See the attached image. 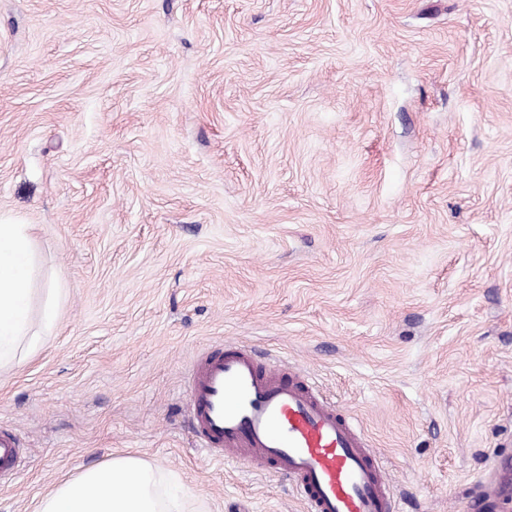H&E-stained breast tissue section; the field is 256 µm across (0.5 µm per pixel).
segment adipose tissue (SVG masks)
<instances>
[{"mask_svg":"<svg viewBox=\"0 0 512 512\" xmlns=\"http://www.w3.org/2000/svg\"><path fill=\"white\" fill-rule=\"evenodd\" d=\"M33 251L30 227L0 220V367L36 348L30 320ZM35 512H184L183 498L161 489L154 468L126 455L56 484Z\"/></svg>","mask_w":512,"mask_h":512,"instance_id":"ef3b65f1","label":"adipose tissue"}]
</instances>
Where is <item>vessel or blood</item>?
<instances>
[{
	"instance_id": "b4317fda",
	"label": "vessel or blood",
	"mask_w": 512,
	"mask_h": 512,
	"mask_svg": "<svg viewBox=\"0 0 512 512\" xmlns=\"http://www.w3.org/2000/svg\"><path fill=\"white\" fill-rule=\"evenodd\" d=\"M202 448L214 459L249 457L292 481L307 512H396L389 476L363 434L315 387L231 345L203 355L186 388ZM20 442L0 430V475L16 469Z\"/></svg>"
}]
</instances>
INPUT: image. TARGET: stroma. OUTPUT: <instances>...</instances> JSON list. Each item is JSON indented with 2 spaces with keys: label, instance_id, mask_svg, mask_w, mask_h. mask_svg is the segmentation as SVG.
Returning <instances> with one entry per match:
<instances>
[{
  "label": "stroma",
  "instance_id": "obj_1",
  "mask_svg": "<svg viewBox=\"0 0 512 512\" xmlns=\"http://www.w3.org/2000/svg\"><path fill=\"white\" fill-rule=\"evenodd\" d=\"M0 218L59 291L0 369V512L127 454L185 512H302L192 435L230 344L307 373L400 512H512V0H0ZM20 456V442L11 432L0 430V475L14 471Z\"/></svg>",
  "mask_w": 512,
  "mask_h": 512
}]
</instances>
